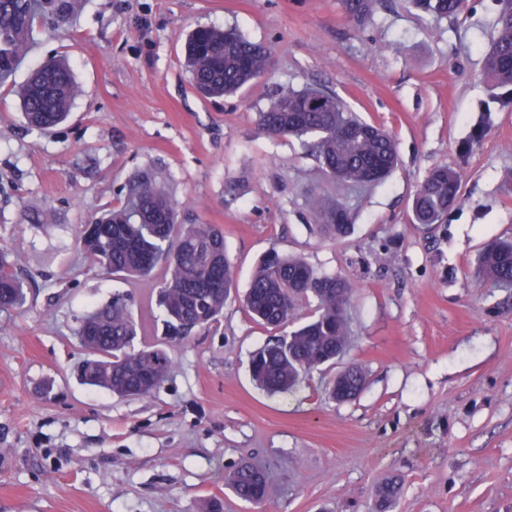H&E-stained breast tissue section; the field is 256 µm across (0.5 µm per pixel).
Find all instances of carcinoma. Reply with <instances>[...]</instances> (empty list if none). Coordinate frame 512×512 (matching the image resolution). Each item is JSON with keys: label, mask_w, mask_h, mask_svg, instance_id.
I'll list each match as a JSON object with an SVG mask.
<instances>
[{"label": "carcinoma", "mask_w": 512, "mask_h": 512, "mask_svg": "<svg viewBox=\"0 0 512 512\" xmlns=\"http://www.w3.org/2000/svg\"><path fill=\"white\" fill-rule=\"evenodd\" d=\"M384 0H341L349 21L369 22ZM434 18L455 17L467 0H409ZM495 31L484 60L492 88L503 93L494 99L512 107V0H498ZM72 0H0V80L15 72L35 30L42 22L64 27L72 18ZM187 67L194 87L210 97L234 94L269 74L271 49L249 41L234 27L199 26L189 36ZM80 94L69 66L47 61L34 68L19 97L27 122L48 130L68 114ZM258 125L270 137L290 136L332 180L348 187L382 183L399 163L398 147L384 129L361 119L337 95L322 89L292 91L275 97ZM460 173L446 164L433 167L412 199V219L423 226L442 223L454 206ZM319 227L329 238L351 233L349 209L339 201L316 205ZM93 229L83 224L78 242L84 255L117 275L148 277L158 264L166 274L158 290L166 335L183 340L198 329L219 323L224 304L235 287L233 266L217 224H186L178 205L143 176L129 184L125 202L94 218ZM481 269L495 287L512 288V239L489 243ZM354 287L347 280L320 272L298 256L269 253L256 269L243 303L254 320L270 327L294 324L300 301L316 299L314 315L306 323L257 349L251 357L253 381L271 393L296 388L314 369L336 362L350 345L347 315ZM24 279L9 254L0 249V312L24 306ZM86 358L78 377L87 385L120 398L150 396L171 367L167 352L156 346L130 350L137 324L129 299L115 294L112 302L89 312L78 332ZM228 489L240 500L260 503L266 498L267 478L252 464L240 465L228 478ZM400 483L391 480L380 489L377 512H390Z\"/></svg>", "instance_id": "carcinoma-1"}]
</instances>
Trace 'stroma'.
Returning a JSON list of instances; mask_svg holds the SVG:
<instances>
[{
    "instance_id": "obj_1",
    "label": "stroma",
    "mask_w": 512,
    "mask_h": 512,
    "mask_svg": "<svg viewBox=\"0 0 512 512\" xmlns=\"http://www.w3.org/2000/svg\"><path fill=\"white\" fill-rule=\"evenodd\" d=\"M498 9L468 0L437 20L387 0L359 27L340 0H77L69 26L36 29L0 86V248L33 277L25 305L0 313V512H202L213 497L224 512H372L391 478L393 512H512V290L477 272L484 246L512 237V109L491 104L483 74ZM200 26L270 47V76L201 96L185 67ZM60 56L81 92L67 121L29 128L17 90ZM308 86L394 135L384 184L333 183L297 140L259 131L277 94ZM440 164L459 170V198L445 223H413L416 187ZM145 172L187 221L222 227L238 291L273 250L354 283L347 354L293 392L259 389L249 359L278 331L231 300L218 331L168 341L151 328L172 360L151 397L80 384L82 316L120 292L147 319L165 274L122 279L76 240ZM324 197L353 213L346 239L316 228ZM351 365L365 387L340 403L330 387ZM244 462L267 475L261 504L225 485Z\"/></svg>"
}]
</instances>
